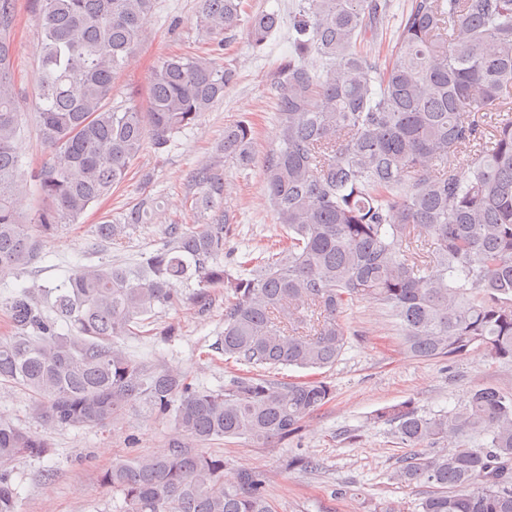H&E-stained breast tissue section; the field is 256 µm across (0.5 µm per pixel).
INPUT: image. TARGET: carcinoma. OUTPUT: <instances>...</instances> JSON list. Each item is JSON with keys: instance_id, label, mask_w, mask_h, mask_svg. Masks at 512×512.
Returning <instances> with one entry per match:
<instances>
[{"instance_id": "1", "label": "carcinoma", "mask_w": 512, "mask_h": 512, "mask_svg": "<svg viewBox=\"0 0 512 512\" xmlns=\"http://www.w3.org/2000/svg\"><path fill=\"white\" fill-rule=\"evenodd\" d=\"M154 7L34 0L43 34L35 117L49 156L22 180L16 0H0V274L42 261L45 239L119 188L145 144L164 152L234 83L227 61L220 69L207 56L173 55L155 66L146 103L111 102ZM390 20L381 64L377 37ZM281 25V11H254L249 0H200L196 14L213 55L242 28L261 53ZM288 40L272 86L275 143L260 156L251 119L224 127L215 157L191 174L201 224L166 225L162 245L134 266H86L8 302L14 334L0 339V382L30 394L40 418L105 427L140 404L172 418L166 454H135L104 473L114 512H274L266 473L242 469L227 487L224 457L199 446L243 438L269 448L297 436L333 397L325 380L265 373L210 390L130 356L120 339L177 305L179 283L197 281L192 300L202 311L224 289L218 350L256 370L333 366L359 299L377 303L419 359L479 348L512 361V0H408L399 14L393 0H295ZM490 112L498 119L489 135ZM463 149L471 160L459 168L451 158ZM227 165L259 169L287 236L273 251L249 248L226 263ZM158 206L143 200L97 235L149 224ZM374 419L404 448L450 434L484 439L481 448L400 460L392 480L429 488L421 512H512V396L482 387L460 409L422 414L402 402ZM49 451L0 418V512H17L14 463Z\"/></svg>"}]
</instances>
